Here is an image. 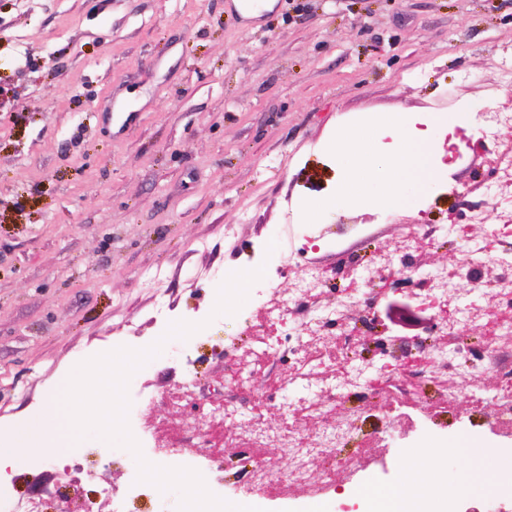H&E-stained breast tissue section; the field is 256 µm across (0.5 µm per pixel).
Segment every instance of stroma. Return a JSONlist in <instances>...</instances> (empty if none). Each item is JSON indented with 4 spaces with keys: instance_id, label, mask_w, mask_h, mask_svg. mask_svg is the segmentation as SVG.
<instances>
[{
    "instance_id": "obj_1",
    "label": "stroma",
    "mask_w": 512,
    "mask_h": 512,
    "mask_svg": "<svg viewBox=\"0 0 512 512\" xmlns=\"http://www.w3.org/2000/svg\"><path fill=\"white\" fill-rule=\"evenodd\" d=\"M509 63L512 0H272L255 15L225 0H0V440L43 416L78 363L162 338L161 300L172 320L203 328L168 340L131 378L156 398L142 423L199 453L212 449L211 408L227 403L272 431L287 420L320 430L324 416L290 419L284 404L351 379L354 365L382 366L380 337L429 339L432 309L394 298V276L376 269L408 225L469 223L472 244L512 249L477 188L486 154L452 169L430 157L433 179L405 187L400 206L376 189L336 209L326 202L354 173L333 141L362 126L384 151L394 113L432 119L434 136L478 134L488 103L503 99ZM351 252L363 266L335 286L369 277L376 333L353 355L332 337L311 344L316 377L288 379L286 364L262 357L255 330L267 313L254 299L212 314L216 271L262 265L285 294L309 268H336ZM187 359L197 369L190 389ZM453 387L459 405L426 420L439 452L419 468L453 485L476 469L494 475L469 494L477 508L512 482V454L487 451L490 405L470 403L464 381ZM347 408L357 432L309 461L313 478L359 452L408 461L382 398ZM374 433L384 447L362 448ZM49 442L53 454L27 455L5 492L50 510L67 474L78 485L73 512H111L133 455L99 454L94 435ZM86 470L103 482L83 480Z\"/></svg>"
}]
</instances>
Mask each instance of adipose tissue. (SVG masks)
<instances>
[{
  "label": "adipose tissue",
  "instance_id": "ef3b65f1",
  "mask_svg": "<svg viewBox=\"0 0 512 512\" xmlns=\"http://www.w3.org/2000/svg\"><path fill=\"white\" fill-rule=\"evenodd\" d=\"M393 143L389 152L373 156L358 133H349L341 140L340 158L351 168H370L380 178L383 198L390 205L401 201L400 190L407 185H421L432 176L427 157L430 144L425 136L414 132L408 117L396 114L385 121Z\"/></svg>",
  "mask_w": 512,
  "mask_h": 512
}]
</instances>
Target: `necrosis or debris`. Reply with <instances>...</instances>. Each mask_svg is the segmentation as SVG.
<instances>
[{"label": "necrosis or debris", "mask_w": 512, "mask_h": 512, "mask_svg": "<svg viewBox=\"0 0 512 512\" xmlns=\"http://www.w3.org/2000/svg\"><path fill=\"white\" fill-rule=\"evenodd\" d=\"M481 142H489L491 132L498 126L512 125V104L504 103L484 112ZM476 141V142H479ZM467 133H460L457 141H441V154L450 156L452 161L464 159L476 144ZM486 189L494 199L504 223L512 224V149H499L491 154ZM493 264L501 273L493 284H486L482 270ZM328 271L314 268L289 291L288 295H278L273 283L267 282L255 288V300L261 307H270L277 316L271 323L272 334L283 333L295 337V345L289 346V356L295 357L297 364H304V347L307 341H315L324 336L343 340L348 347H355L362 330H373L375 320L372 311L370 290L360 288L353 293L336 294L332 302L320 308L312 323L298 326L283 322V315L293 314L301 307L312 292L323 289L331 280ZM469 281L472 290L494 304L496 314L485 320V354L470 360L469 375L479 380L492 373L498 384L492 395L472 391L473 404L491 402L494 409L493 422L496 436L495 448L512 452V252L495 253L487 249L468 250L461 254L453 273L436 272L430 275L429 285L419 296L421 304L433 309L438 315L437 334L444 338L457 336L462 323L469 318L482 316L478 306L459 307L455 282L457 279ZM416 357L410 362L394 361L381 366L378 378L370 380L359 375L351 382L337 380L326 386L330 400L343 401L356 397L370 401L377 387L389 382H397L403 391L400 405H407L418 387L427 381H437L456 369V360L440 346L425 343L416 344ZM131 406L128 416L129 426L139 441L143 452L155 457L157 465H168L176 461L180 466L190 467L212 476L210 491L216 496L244 492L250 495L261 493L264 485L278 483L285 488L284 493L264 499L266 512H317V506L324 501L339 500L344 512H388L386 499L376 497L359 485L338 487L336 479L328 478L322 483H312L309 478L306 460L324 448L343 447L347 438L356 431L355 420L345 415L325 423L323 431L315 435L299 432L278 433L277 438L286 448L295 466L292 473L277 476L276 468L268 462L256 461L253 457L241 459L240 474L233 483H225L221 474L215 473L211 455L199 454L179 448L175 439H163L158 431L144 426L137 417L154 404L152 395L144 391H134L129 395ZM440 500L445 512H512V490L474 508L461 494L446 485L438 473H431L424 491L409 500L402 512H429L430 501Z\"/></svg>", "instance_id": "1"}]
</instances>
